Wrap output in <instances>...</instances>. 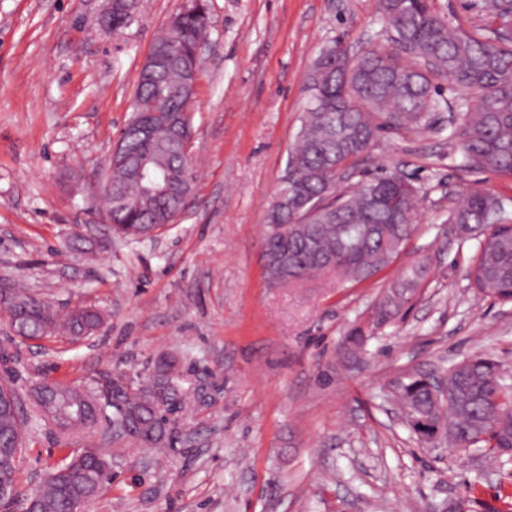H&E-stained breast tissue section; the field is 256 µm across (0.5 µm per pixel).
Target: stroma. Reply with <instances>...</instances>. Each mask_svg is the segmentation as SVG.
I'll return each mask as SVG.
<instances>
[{
  "label": "stroma",
  "mask_w": 512,
  "mask_h": 512,
  "mask_svg": "<svg viewBox=\"0 0 512 512\" xmlns=\"http://www.w3.org/2000/svg\"><path fill=\"white\" fill-rule=\"evenodd\" d=\"M187 4L140 0L128 26L107 35L106 0H0V280L104 315L91 336L55 331L17 345L20 362L0 366V385L27 410L38 377L89 385L122 372L137 386L166 355L188 393L166 446L105 424L69 438L30 429L20 492L35 493L50 466L90 445L112 481L85 512H446L459 496L470 512H507L499 486L512 465L424 447L389 393L397 379L475 354L512 377V303L471 288L473 243L439 230L463 191L512 199V180L459 168L452 113L383 134L339 184L396 171L419 187L418 229L388 268L340 288L265 281L266 213L307 105L305 75L328 45H383L377 0H207L191 206L143 239L101 223L96 185L138 71ZM79 229L104 248L66 249ZM427 251L420 296L369 342L363 363L343 367L340 338Z\"/></svg>",
  "instance_id": "obj_1"
}]
</instances>
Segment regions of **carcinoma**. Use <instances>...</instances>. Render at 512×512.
<instances>
[{
    "label": "carcinoma",
    "mask_w": 512,
    "mask_h": 512,
    "mask_svg": "<svg viewBox=\"0 0 512 512\" xmlns=\"http://www.w3.org/2000/svg\"><path fill=\"white\" fill-rule=\"evenodd\" d=\"M127 0H113L112 31L126 27ZM475 7L500 22L491 35L478 37L451 25L430 0H379L387 46L350 59L343 51L320 52L305 81L321 98L307 105L290 153L293 178L288 204L275 195L267 211L264 254L272 255L265 275L272 287L317 278L336 285L360 283L382 272L417 229L419 188L391 172L335 194L338 172L366 155L387 130L417 128L437 112H455L462 165L489 169L512 179V0H479ZM206 5H191L166 21L153 50H165L173 63L152 78L138 79L133 113L126 124L125 152L148 155L166 177L160 192L147 193L150 173L137 177L132 161L112 160L108 178L123 193L112 210V231L138 238L156 231L170 217L185 169L181 143L174 140L165 115L182 112L186 99L160 98V86H175L194 61L208 27ZM450 82L444 96L437 81ZM444 223L465 240L477 242L468 273L472 288L512 302V211L500 198L469 189L448 208ZM288 255V271L277 265ZM431 258L417 264L380 295L368 328L353 327L338 344L342 360L359 359L377 330L420 294ZM0 309L16 336L37 340L60 328L70 336L93 333L101 315L92 308L59 316L47 302L24 288L0 291ZM106 384L79 387L40 380L30 389L35 419L62 436L94 429L112 409L108 422L150 445L172 438L164 413L182 407L178 376L157 364L153 381L136 392L121 374L105 375ZM392 397L417 435L438 433L448 447L485 452L512 461V382L489 358L466 356L433 373H415L397 382ZM25 420L20 408H0V448L5 474L16 482L17 454ZM110 480L98 448H84L53 467L42 489L28 499L36 512H69L71 500L96 497Z\"/></svg>",
    "instance_id": "1"
}]
</instances>
